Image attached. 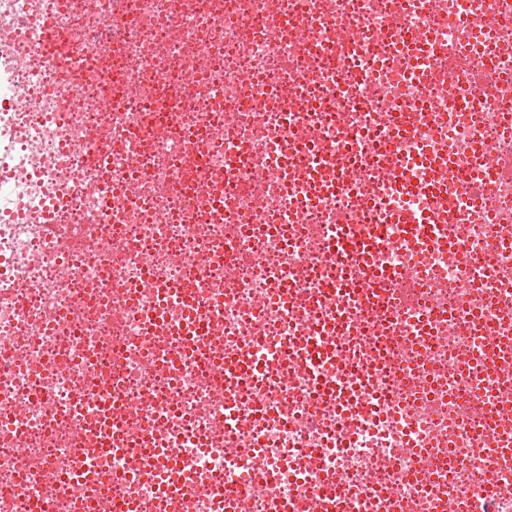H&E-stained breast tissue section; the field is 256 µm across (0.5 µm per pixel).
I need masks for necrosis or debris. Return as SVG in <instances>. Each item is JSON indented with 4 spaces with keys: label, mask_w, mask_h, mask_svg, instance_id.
Segmentation results:
<instances>
[{
    "label": "necrosis or debris",
    "mask_w": 512,
    "mask_h": 512,
    "mask_svg": "<svg viewBox=\"0 0 512 512\" xmlns=\"http://www.w3.org/2000/svg\"><path fill=\"white\" fill-rule=\"evenodd\" d=\"M398 7L0 0V512H512V0ZM425 167L428 170V176L426 178V181H422L417 184H403L401 183V186L406 191H415V190H424L428 192H436L438 187L442 184L437 177L435 176V172L438 170V168L442 165V162L437 159L436 157H427V160L425 161ZM429 222H431L430 219L424 220L413 210L405 207L399 208L392 218V223L403 224L407 238H412L419 233L436 234L438 226Z\"/></svg>",
    "instance_id": "obj_1"
}]
</instances>
